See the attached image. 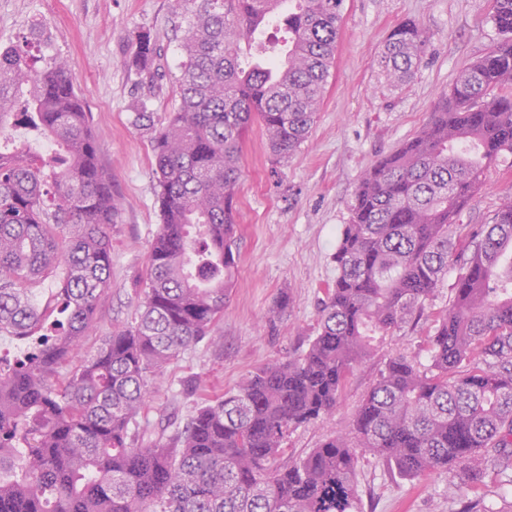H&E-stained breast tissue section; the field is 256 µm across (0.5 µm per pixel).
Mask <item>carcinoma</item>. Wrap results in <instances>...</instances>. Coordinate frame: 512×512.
<instances>
[{"label": "carcinoma", "mask_w": 512, "mask_h": 512, "mask_svg": "<svg viewBox=\"0 0 512 512\" xmlns=\"http://www.w3.org/2000/svg\"><path fill=\"white\" fill-rule=\"evenodd\" d=\"M174 4L179 104L162 123L145 105L133 117L151 145L161 224L134 317L88 359L80 346L112 277V185L68 63L38 69L24 45L0 52V133L21 123L56 145L45 156L0 151V334L62 315L42 347L0 368V512H360L364 453L408 477L448 471L472 487L491 471L512 487V198L466 247L454 237L486 171L512 154V0H494L502 40L360 176L307 349L146 443L152 385L224 313L245 136L262 126L279 162L300 148L335 62L343 0ZM271 22L288 27V41L255 46L243 65L241 43ZM426 42L419 23L403 21L378 64L407 83ZM157 51L142 32V66ZM450 268L428 362L390 357L354 415L357 444L332 435L278 463L288 434L336 411L353 369L423 314ZM46 279L56 291L40 306L31 290Z\"/></svg>", "instance_id": "cac0c4a2"}]
</instances>
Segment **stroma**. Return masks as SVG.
<instances>
[{
  "mask_svg": "<svg viewBox=\"0 0 512 512\" xmlns=\"http://www.w3.org/2000/svg\"><path fill=\"white\" fill-rule=\"evenodd\" d=\"M492 13L493 0H344L336 66L301 148L277 164L260 126L244 141L234 198L236 265L224 314L209 340L168 365L150 396L151 422L185 416L203 399L235 391L258 368L303 351L318 329V302L336 277L333 256L362 172L418 132L460 70L499 40ZM409 18L422 24L428 45L414 78L397 84L378 59L392 29ZM144 30L161 47L155 65L163 78L155 84L134 62ZM183 37L171 0H0V52L26 40L35 57L68 62L112 180V283L84 337L88 356L113 328L130 322L141 297L138 282L160 215L150 143L132 119L143 104L160 120L177 105L173 77ZM511 194L512 155H505L456 224V239L467 240L472 225L490 223ZM455 278L448 273L418 324L394 331L355 367L336 412L289 435L290 458L328 436L352 434L354 414L389 356L425 357L431 320L447 305ZM357 484L361 512H458L464 498L512 512V490L493 477L464 489L451 473L405 477L370 454L359 458Z\"/></svg>",
  "mask_w": 512,
  "mask_h": 512,
  "instance_id": "stroma-1",
  "label": "stroma"
}]
</instances>
